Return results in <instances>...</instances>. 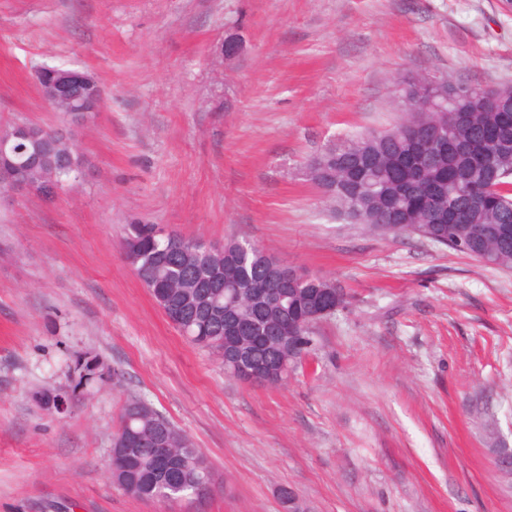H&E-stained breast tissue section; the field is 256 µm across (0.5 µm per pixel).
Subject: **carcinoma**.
<instances>
[{"label":"carcinoma","mask_w":512,"mask_h":512,"mask_svg":"<svg viewBox=\"0 0 512 512\" xmlns=\"http://www.w3.org/2000/svg\"><path fill=\"white\" fill-rule=\"evenodd\" d=\"M454 103L435 112H410L393 128L355 136L325 148L308 162L310 180L336 203L344 217L385 234L416 233L478 261L490 257L496 266L512 269V95L484 93L482 85L441 83L425 76L403 79L399 101L410 96L427 101L436 93ZM30 136L17 138L19 125L0 131L11 139V160L32 169L31 183L55 195L75 182L85 164L71 138L34 123ZM435 129L440 138L429 150L423 168L407 164L419 136ZM55 174L50 186L36 174ZM142 221L125 225L121 242L124 261L148 288L169 322L191 343L224 361L233 346L277 384L296 363L288 345L287 320L309 319L333 308L336 290L323 279L291 285L274 271L263 248L228 241L207 254L196 238L153 234ZM236 315L248 332L230 341L224 336V313ZM71 392L103 377L97 362L78 356L72 366ZM165 433L179 467L158 473L153 441ZM112 481L143 500L168 501L192 494L210 475L204 456L188 437L141 400L128 403L112 438Z\"/></svg>","instance_id":"cac0c4a2"}]
</instances>
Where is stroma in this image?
Instances as JSON below:
<instances>
[{
  "mask_svg": "<svg viewBox=\"0 0 512 512\" xmlns=\"http://www.w3.org/2000/svg\"><path fill=\"white\" fill-rule=\"evenodd\" d=\"M239 33L242 52L224 54ZM93 75L83 180L0 198V512H512V270L337 217L307 161L391 128L398 81L512 84L500 0H0V126L62 127L36 75ZM142 220L246 240L347 295L285 381L247 384L181 336L122 258ZM115 378L79 388L74 356ZM142 399L188 436L210 495L113 484Z\"/></svg>",
  "mask_w": 512,
  "mask_h": 512,
  "instance_id": "35a3bbf8",
  "label": "stroma"
}]
</instances>
